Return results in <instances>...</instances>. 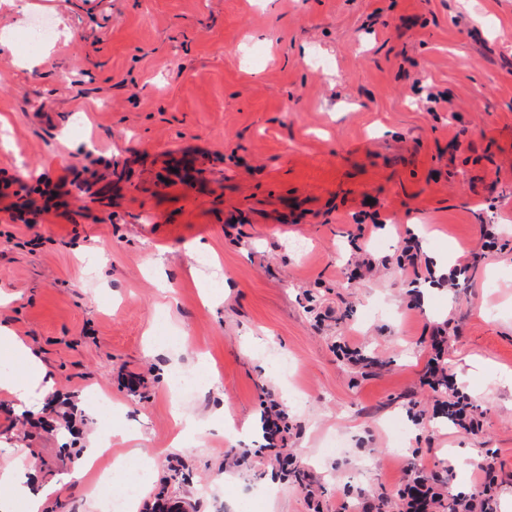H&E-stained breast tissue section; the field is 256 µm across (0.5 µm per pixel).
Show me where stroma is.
Listing matches in <instances>:
<instances>
[{
	"instance_id": "stroma-1",
	"label": "stroma",
	"mask_w": 512,
	"mask_h": 512,
	"mask_svg": "<svg viewBox=\"0 0 512 512\" xmlns=\"http://www.w3.org/2000/svg\"><path fill=\"white\" fill-rule=\"evenodd\" d=\"M186 149L200 181L172 170ZM411 236L466 286L402 271ZM0 327L53 383L27 417L0 393V466L60 483L42 512H100L68 473L110 430L152 459L146 500L186 512H371L411 469L467 495L488 453L512 512V0H5ZM435 358L479 432L424 384ZM179 408L211 425L183 452ZM285 412L272 400L266 403L261 418L265 427V433L268 440V446L270 450H275V437L277 434L282 432L280 423L285 419Z\"/></svg>"
}]
</instances>
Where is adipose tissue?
I'll return each mask as SVG.
<instances>
[{
	"label": "adipose tissue",
	"instance_id": "obj_1",
	"mask_svg": "<svg viewBox=\"0 0 512 512\" xmlns=\"http://www.w3.org/2000/svg\"><path fill=\"white\" fill-rule=\"evenodd\" d=\"M0 348L7 352V359L0 363V391L10 394L17 405L30 404L37 392H49L50 383L45 378L41 360L30 348L8 330L0 329ZM22 459H14L0 467V489L7 494L0 499V512H40L53 486L42 488L27 484L23 474Z\"/></svg>",
	"mask_w": 512,
	"mask_h": 512
}]
</instances>
